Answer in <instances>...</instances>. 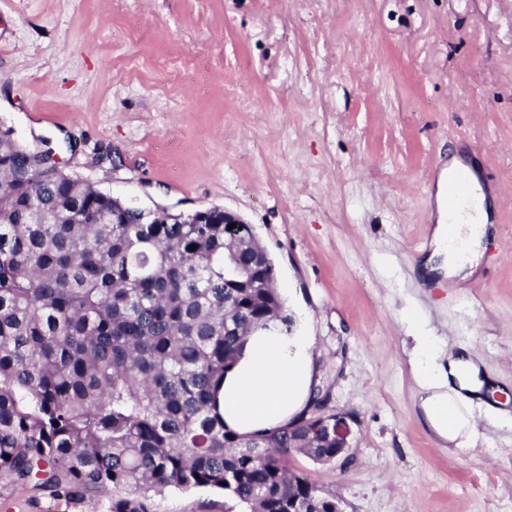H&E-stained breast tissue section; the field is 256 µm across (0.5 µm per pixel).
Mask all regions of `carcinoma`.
<instances>
[{
	"label": "carcinoma",
	"instance_id": "1",
	"mask_svg": "<svg viewBox=\"0 0 512 512\" xmlns=\"http://www.w3.org/2000/svg\"><path fill=\"white\" fill-rule=\"evenodd\" d=\"M247 263L224 225L115 215L112 195L0 131V478L109 490L110 512L198 487L288 512L311 486L288 424L239 435L215 410L255 325L281 312L290 331L271 289L232 287Z\"/></svg>",
	"mask_w": 512,
	"mask_h": 512
}]
</instances>
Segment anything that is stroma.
I'll return each mask as SVG.
<instances>
[{"label":"stroma","mask_w":512,"mask_h":512,"mask_svg":"<svg viewBox=\"0 0 512 512\" xmlns=\"http://www.w3.org/2000/svg\"><path fill=\"white\" fill-rule=\"evenodd\" d=\"M0 126L137 207L218 206L273 260L351 459L292 466L343 512H512V0H0ZM473 151L477 272L426 278L437 182ZM480 361L469 441L426 423L414 329ZM111 493L0 481V512ZM153 512H239L168 489Z\"/></svg>","instance_id":"35a3bbf8"}]
</instances>
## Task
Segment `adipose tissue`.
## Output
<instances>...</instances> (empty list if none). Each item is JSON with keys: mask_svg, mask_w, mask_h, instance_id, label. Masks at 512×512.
<instances>
[{"mask_svg": "<svg viewBox=\"0 0 512 512\" xmlns=\"http://www.w3.org/2000/svg\"><path fill=\"white\" fill-rule=\"evenodd\" d=\"M484 196L473 198L476 215L467 223L448 228L436 224L433 250L424 263L426 276H442L458 283L477 270L487 236ZM305 337L279 331L258 330L244 344L217 394V409L228 429L250 434L287 423L293 403L306 393L309 377ZM438 349L431 337L419 340L415 373L425 397L421 410L436 433L451 443L463 444L475 429L469 405L483 382L480 368L471 359L449 357L438 364Z\"/></svg>", "mask_w": 512, "mask_h": 512, "instance_id": "adipose-tissue-1", "label": "adipose tissue"}]
</instances>
